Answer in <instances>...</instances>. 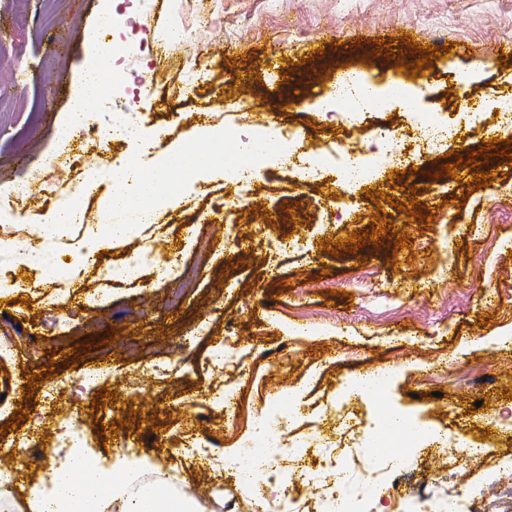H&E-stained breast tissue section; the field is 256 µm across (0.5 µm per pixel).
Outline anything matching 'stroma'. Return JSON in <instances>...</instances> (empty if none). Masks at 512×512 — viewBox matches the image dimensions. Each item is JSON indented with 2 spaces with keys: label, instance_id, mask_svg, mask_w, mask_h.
<instances>
[{
  "label": "stroma",
  "instance_id": "obj_1",
  "mask_svg": "<svg viewBox=\"0 0 512 512\" xmlns=\"http://www.w3.org/2000/svg\"><path fill=\"white\" fill-rule=\"evenodd\" d=\"M101 7L102 0H0V198L9 200V222L31 233L54 202L35 189L12 195L29 167L56 168L87 208L88 224L103 223L101 201L114 191L106 181L85 195L56 159L58 132L89 59L81 31L96 24ZM171 29L182 37L167 53L151 34ZM406 31L417 50L392 51ZM134 38L150 47L143 59L149 82L132 104L141 133L106 145L92 133L75 137L69 146L86 166L166 152L203 124L223 127L238 141L262 112L269 125L300 132L304 150L319 153L364 149L371 126L383 123L394 130L401 154L373 181L346 190L332 168L308 182L291 168L261 172L247 198L262 203V218L241 227L234 241L212 205L235 199L237 185L225 182L216 165L201 179H182L154 224L104 248L95 265L75 267L62 305L57 281L0 256V276L9 283L0 292V342L13 350L12 359L0 360V452L18 451L10 463L17 500L52 465L29 448L52 441L62 418L74 413L84 450L103 465L119 452L148 459L143 484L189 492L200 512H217L236 493V479L200 456L171 458L182 439L208 436L225 455L246 454L245 423L262 409L264 392L304 387L306 413L310 402L327 403L350 378L380 367L392 368L395 381L373 396L351 395L352 419L331 410L314 424L297 425L317 476L304 495L364 478L361 469L323 467L321 446L339 442L349 456H369L362 437L381 429L391 407L424 429L451 434L456 445L423 449L411 478L384 471L389 494L412 498L425 485L446 486L449 456H462L468 445L487 451L467 477L471 486L490 498L512 485V463L502 462L512 453V428L503 423L512 414V346L493 342L512 333V161L495 157L480 165L492 179L481 189L468 167L444 182L434 177L448 152L471 154L501 124L495 113L475 121L470 112L481 101L512 98V67L498 53L512 43V0H208L203 7L198 0H150ZM434 45L445 55L429 56ZM416 58L428 61L416 76L397 70V61ZM474 66L475 81L456 92L458 72ZM358 67L377 81L392 75L427 85L419 111L395 103L352 127L312 108L330 75ZM196 71L203 80L178 95ZM234 99L246 106L245 115L228 114ZM421 111L440 113L457 132L418 157ZM414 201L430 217L428 226L404 212ZM388 225L407 235L406 248L381 235ZM353 232L377 239L342 251ZM154 240L167 241L168 252L188 265L196 247L207 248L210 262L197 269L194 288L149 274L107 282L110 266ZM104 288L110 304L90 303ZM297 326L303 334L288 335ZM82 341L90 350L76 352ZM221 344L233 347V362H213ZM165 360L178 361L181 377L154 375L152 363ZM89 369L111 404L89 391L46 398L51 380L76 381ZM225 387L235 390V416L204 421L210 390ZM21 413L25 421L15 422Z\"/></svg>",
  "mask_w": 512,
  "mask_h": 512
}]
</instances>
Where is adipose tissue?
I'll use <instances>...</instances> for the list:
<instances>
[{
  "label": "adipose tissue",
  "mask_w": 512,
  "mask_h": 512,
  "mask_svg": "<svg viewBox=\"0 0 512 512\" xmlns=\"http://www.w3.org/2000/svg\"><path fill=\"white\" fill-rule=\"evenodd\" d=\"M108 89L100 68L88 66L71 100L68 123L60 130L61 137H69L73 123L88 119L93 110L102 108ZM339 98L347 99L353 112L397 102L410 108L420 103L419 91L398 80L389 78L377 82L354 70L331 86L313 107L320 112L328 111ZM201 142L206 144V151L198 150L197 145ZM284 151V145L276 140L275 130L270 129L254 136L249 159H240L226 149L223 129L204 126L172 152L156 157L151 166L128 157L104 167L96 172V179L111 181L118 191L103 200L108 221L89 230L78 263L93 264L106 244L122 241L153 223L157 208L180 190L179 183L171 178L172 172L198 179L212 163L218 162L224 167L225 178L254 176L261 168L279 161ZM82 219L80 209L72 202H63L38 225L33 239L21 244L0 236V252L8 254L16 264L38 266L46 275L65 277V270L47 265L45 256L52 250L63 228L80 223ZM144 469V462L137 458L123 455L112 466L105 467L90 454L72 452L69 463L55 470L49 486L34 484L29 487L27 512H195L193 498L184 493L151 488L131 494L132 484Z\"/></svg>",
  "instance_id": "obj_1"
}]
</instances>
